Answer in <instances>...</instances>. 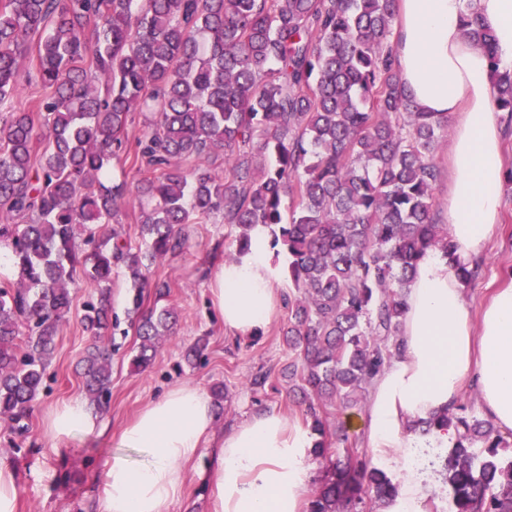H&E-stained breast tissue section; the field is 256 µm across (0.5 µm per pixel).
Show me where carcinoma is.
Wrapping results in <instances>:
<instances>
[{
	"mask_svg": "<svg viewBox=\"0 0 512 512\" xmlns=\"http://www.w3.org/2000/svg\"><path fill=\"white\" fill-rule=\"evenodd\" d=\"M396 8L397 0H0V243L17 270L0 281L1 422L25 430L79 269L98 284L81 319L92 339L78 363L90 400L112 396V352L99 340L114 326L115 268L131 281L133 364L148 366L178 322L164 303L169 283L152 280L151 269L184 248L185 225L219 212L238 229L224 261L248 255L260 228L294 288L283 331L287 393L304 406L313 456L348 442L327 408L352 409L366 396L401 351L417 262L429 250L454 251L434 197L448 118L419 111L393 67ZM463 25L485 49L497 108L512 122V71L500 68L475 12ZM36 33L43 94L35 112H17L11 99ZM133 112L146 127L130 162L146 202L143 248L114 228L127 182L109 165ZM216 151L221 175L181 166ZM207 346L198 338L185 362L197 365ZM413 428L454 430L446 455L434 451L419 469L444 459L453 512H512V459H497L506 442L491 423L458 403ZM369 492L382 502L396 486L347 450L307 512H364Z\"/></svg>",
	"mask_w": 512,
	"mask_h": 512,
	"instance_id": "1",
	"label": "carcinoma"
}]
</instances>
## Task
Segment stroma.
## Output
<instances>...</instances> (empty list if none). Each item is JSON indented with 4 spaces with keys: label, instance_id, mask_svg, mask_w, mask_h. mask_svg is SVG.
<instances>
[{
    "label": "stroma",
    "instance_id": "1",
    "mask_svg": "<svg viewBox=\"0 0 512 512\" xmlns=\"http://www.w3.org/2000/svg\"><path fill=\"white\" fill-rule=\"evenodd\" d=\"M185 233L186 248L152 269L154 278L169 282L168 301L177 309L179 322L174 335L160 343L151 366L144 371L131 365L137 341L128 332L129 283L123 270H113L112 315L118 330L103 340L112 351V398L107 407L89 406L95 429L77 431L66 441V453L58 456L52 451L46 424L56 407L84 395L77 363L89 338L80 321L85 303L96 291L93 281L78 276L72 287L71 310L59 328L28 431L20 435L0 426V463L18 474V512H98L102 472L117 450L119 431L148 403L178 385L190 383L209 390L223 384L224 412L216 416L214 426L218 434L267 410L304 420L302 408L290 401L286 392L284 369L290 360L283 336L288 323L286 303H279L261 335L239 337L227 330L211 301L209 272L223 262L222 244L235 230L218 214L205 223L187 225ZM509 279L512 195L505 196L502 222L487 245L475 278L465 287L472 312H480L492 291ZM201 336L209 339L205 356L200 365L188 366L182 354ZM260 371L268 372L269 379L264 389L255 393L246 382ZM204 463L200 457L187 464L184 492L168 512H212L211 493L201 476Z\"/></svg>",
    "mask_w": 512,
    "mask_h": 512
}]
</instances>
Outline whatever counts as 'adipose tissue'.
<instances>
[{"mask_svg":"<svg viewBox=\"0 0 512 512\" xmlns=\"http://www.w3.org/2000/svg\"><path fill=\"white\" fill-rule=\"evenodd\" d=\"M392 43L396 70L414 104L453 123L448 203L443 222L454 258L431 251L419 262L400 328V355L370 390L360 421L376 462L400 485L381 512H428L414 464L432 439L414 434L413 420L451 407L464 384L484 414L512 430V284L499 288L473 321L455 264L481 260L503 203L506 124L492 101L486 52L464 33L476 12L493 34L501 66L512 67V0H398ZM279 275L271 253L256 244L238 263L210 277L224 326L258 334L271 320ZM213 403L201 386L184 384L149 403L120 433V447L142 451L139 462L110 457L102 474L101 512H168L182 495L184 463L207 454L213 512H302L312 441L305 429L264 411L213 439ZM95 425L81 399L57 407L47 425L55 443Z\"/></svg>","mask_w":512,"mask_h":512,"instance_id":"ef3b65f1","label":"adipose tissue"}]
</instances>
